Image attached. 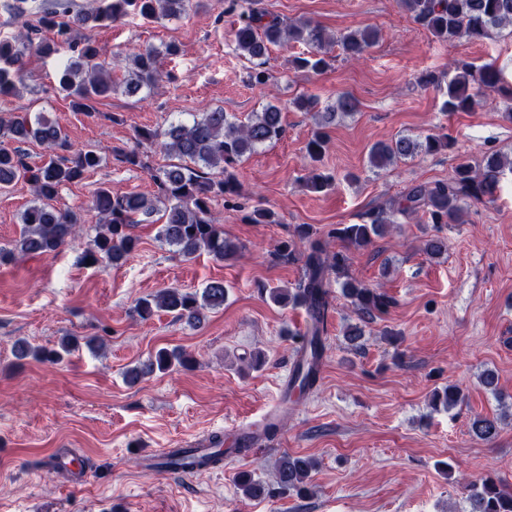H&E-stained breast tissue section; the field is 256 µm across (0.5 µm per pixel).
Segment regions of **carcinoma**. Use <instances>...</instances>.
Instances as JSON below:
<instances>
[{
  "mask_svg": "<svg viewBox=\"0 0 512 512\" xmlns=\"http://www.w3.org/2000/svg\"><path fill=\"white\" fill-rule=\"evenodd\" d=\"M192 0H100V5L88 11H72L56 3L40 12L33 23L25 24V32L12 39L0 40V96H15L20 92L24 57L28 52L50 56L67 47L70 55L62 58L58 71V91L69 99L73 112L89 113L90 102L109 98L122 91L128 95L150 93L163 78L159 67L160 51L145 47L121 57L113 55L114 64H125L122 77L112 76V69L99 61L95 42L85 37L77 40L78 29L93 28L135 15L143 20L177 19L187 13ZM398 5L415 23L441 42L465 38L482 41L496 30L512 28V0H398ZM49 32L47 40L42 33ZM234 44L237 53L251 64L250 80L266 85L272 75L268 68L270 46L283 42L304 45L306 51L294 57L292 66L298 71L320 74L330 67L331 49L339 46L347 60L360 59L377 44L381 32L364 27L331 35L319 24L309 20L284 22L255 7L250 0L240 13L235 28ZM421 86L447 85L441 111L450 114L471 112L480 103L486 91L501 94L506 105L501 118L512 124V87L504 85L501 69L494 63L475 65L457 63L448 76L425 73L417 78ZM295 109L311 112L316 128L306 143L309 168L306 186L313 192L328 191L334 176L321 164L327 149L326 129L337 119L358 112V100L345 94L324 106L314 97L298 96ZM286 132L280 106L268 103L243 122L234 113L216 108L193 117L192 121L172 122L166 129L141 127L136 129V140L141 144L158 143L177 162L155 168L146 151L120 150L115 160L128 167L147 171L156 186L152 194H114L105 186L93 192L89 209L96 212L98 222L95 234L84 251L83 259L92 265H116L133 253L139 244L133 234L142 217L161 214L158 236L165 243L178 248L184 256L192 257L204 251L214 259L228 262L236 259L238 245L225 236L224 225L216 222L210 208L217 197L233 198L241 193L238 166L259 149L281 139ZM35 142L45 150V161L39 165L27 162L21 143ZM448 134H429L424 137L398 135L388 141L374 144L368 154L370 167L384 170L419 153L438 154L452 149ZM103 157L86 148L76 149L64 127L43 115L7 112L0 115V190H7L20 179L32 189V204L21 214V228L11 248H0V261L17 254L36 255L61 249L75 238L83 215L71 208L54 205L63 188L82 182L101 166ZM512 174V161L498 153L486 154L481 160H460L448 179L432 184H415L408 188L402 200L391 208L378 207L366 215L361 224H338L328 236L342 242L343 249L331 252L325 240L317 236L308 224H300L287 240L278 245L276 258L298 262L303 275L296 288H263L275 305H292L305 310L308 321L305 329L289 332L294 337L296 350L304 354L294 366L288 384V394H304L318 381L316 362L324 358L327 349V323L332 307L333 279L345 276L349 252L365 250L375 239L384 236L389 226L398 219L408 220L419 214L429 224H464L468 207L473 203L490 202L500 189L505 173ZM252 224H276L277 215L261 204L248 215ZM424 254L440 257L448 251V239L432 235L422 246ZM343 294L355 307L359 323L345 332L347 342L361 347L363 325L385 314L393 299L379 288H368L358 280L347 277L341 282ZM227 289L222 281H212L200 291H185L168 287L140 299L134 313L143 320L156 312L165 311L191 328L203 324L204 311L224 306ZM79 349L78 339L61 338L57 347L34 346L25 339L15 342L13 355L17 360L57 363L64 356ZM193 357L181 348H160L137 366L126 372L130 384L174 367L190 369ZM464 401L463 390L448 385L432 393L431 403L436 409H450ZM470 431L482 441H491L498 434L497 420L476 416L470 422ZM314 468L311 459L284 455L275 467L274 483L269 485L251 472L236 476L238 489L247 498H264L273 493H294L303 497L308 493V480ZM470 512H512V489L491 474L483 475L465 486Z\"/></svg>",
  "mask_w": 512,
  "mask_h": 512,
  "instance_id": "1",
  "label": "carcinoma"
}]
</instances>
